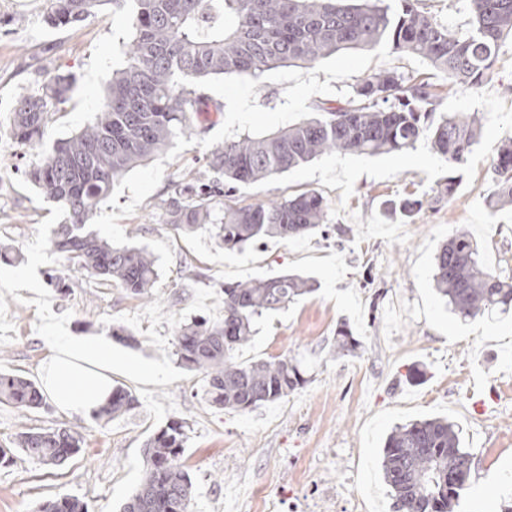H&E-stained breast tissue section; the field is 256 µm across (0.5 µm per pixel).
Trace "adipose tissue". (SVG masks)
I'll list each match as a JSON object with an SVG mask.
<instances>
[{
  "instance_id": "ef3b65f1",
  "label": "adipose tissue",
  "mask_w": 512,
  "mask_h": 512,
  "mask_svg": "<svg viewBox=\"0 0 512 512\" xmlns=\"http://www.w3.org/2000/svg\"><path fill=\"white\" fill-rule=\"evenodd\" d=\"M43 369V388L52 403L75 417H90L112 396V343L97 336L55 333Z\"/></svg>"
}]
</instances>
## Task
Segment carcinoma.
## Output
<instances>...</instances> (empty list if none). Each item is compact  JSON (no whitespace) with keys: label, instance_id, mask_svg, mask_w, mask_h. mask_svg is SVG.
Here are the masks:
<instances>
[{"label":"carcinoma","instance_id":"cac0c4a2","mask_svg":"<svg viewBox=\"0 0 512 512\" xmlns=\"http://www.w3.org/2000/svg\"><path fill=\"white\" fill-rule=\"evenodd\" d=\"M48 23L68 26L107 13L125 12L131 38L123 68L105 81V100L95 122L58 142L44 163L28 172L45 198L57 204L60 224L50 239L67 265L48 273L49 284L68 288L70 273L86 271L115 280L129 293L147 296L157 277L156 260L144 247L114 246L90 230L89 221L116 182L145 160L164 152L178 135L191 132L190 113L201 111L202 82L224 75L259 78L285 64H313L342 50L380 45L417 56L448 79V88L476 86L491 73L502 42L512 37V0H468L469 31L459 35L418 9L419 0H49ZM73 91L57 76L17 102L11 131L24 145L41 140L58 105ZM439 95L423 80L382 70L363 78L334 107L261 137L246 135L211 150L212 182H174L161 206L162 222L185 233L217 226L224 248L241 249L269 238L316 232L328 204L303 192L256 204L233 200L234 185L255 183L331 152L369 155L402 152L424 137L435 153L463 164L481 135L477 114L434 118ZM491 206L512 204V138L499 148ZM423 200L408 193L388 200L384 211L410 219ZM434 283L452 313L475 319L512 309V284L486 267L467 235L452 236L435 256ZM315 291L308 279L285 274L224 285V319L199 318L176 334L181 365L206 379V396L218 409L247 410L287 396L303 383L286 358L237 361L252 338L254 320ZM0 404L21 411L47 407L40 387L0 372ZM136 398L117 386L98 414L111 419L133 408ZM187 436L172 421L144 443L145 476L121 512H189L193 482L182 464ZM80 434L68 427H26L0 443V467L16 454L47 467L78 455ZM471 458L460 429L445 418L416 420L387 436L382 475L392 512H455L468 480L448 487V475L468 473ZM40 512H88L76 496L47 501Z\"/></svg>","mask_w":512,"mask_h":512}]
</instances>
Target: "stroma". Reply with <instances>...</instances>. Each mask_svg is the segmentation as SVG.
Listing matches in <instances>:
<instances>
[{"label": "stroma", "instance_id": "1", "mask_svg": "<svg viewBox=\"0 0 512 512\" xmlns=\"http://www.w3.org/2000/svg\"><path fill=\"white\" fill-rule=\"evenodd\" d=\"M49 8L48 0H0V243L20 253L0 260V370L40 381L51 330L62 326L110 338L115 360L148 362L158 378L113 372V385L131 391L137 405L110 420L72 417L52 405L24 413L0 405V442L27 426H67L83 439L81 454L62 466L21 457L0 467V512H37L63 495L80 497L89 512H119L146 468L145 440L173 420L189 426L182 462L194 486L191 512H390L382 445L394 426L434 416L459 425L471 454L461 512H497L512 494V311L475 320L452 314L434 291L433 258L464 233L488 268L512 264V205H488L499 147L512 135V41L504 40L491 76L474 88L449 89L425 60L387 45L257 79L208 80L209 110L195 117L194 132L129 171L91 219L109 243L153 254L158 277L150 295L84 272L72 273L69 292L61 293L47 282L64 264L49 243L61 213L26 173L94 122L106 75L125 62L130 28L123 13L55 28L46 21ZM385 69L432 83L440 113L480 114L481 136L464 165L451 169L422 140L379 156L328 153L238 185L243 204L311 191L329 205L324 232L240 251L225 249L212 225L185 234L160 222L171 182L206 177L211 149L314 116ZM58 75L75 81L70 100L39 143H18L10 127L15 103ZM454 172V197L439 196ZM409 192L424 200L414 220L386 217L385 200ZM282 274L310 278L315 292L258 318L238 358H288L303 370L304 386L250 410L210 406L202 374L175 355L178 328L200 317L223 320L224 285ZM342 324L359 345L336 356ZM119 327L134 343L113 338Z\"/></svg>", "mask_w": 512, "mask_h": 512}]
</instances>
